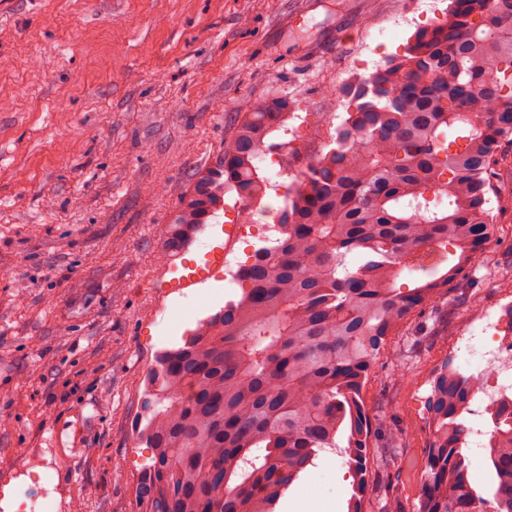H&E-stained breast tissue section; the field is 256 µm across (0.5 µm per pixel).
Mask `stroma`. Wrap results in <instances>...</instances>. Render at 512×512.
Instances as JSON below:
<instances>
[{"label":"stroma","mask_w":512,"mask_h":512,"mask_svg":"<svg viewBox=\"0 0 512 512\" xmlns=\"http://www.w3.org/2000/svg\"><path fill=\"white\" fill-rule=\"evenodd\" d=\"M449 0H0V492L24 512L34 472L52 512H135L150 451L132 430L158 352L181 346L201 285L170 288L161 241L193 173L224 152L247 107L275 97L347 118L361 79L401 54L429 2ZM386 27L369 49L366 27ZM369 60L360 68V60ZM445 306L412 314L361 397L404 430L390 473L403 512L421 492L427 404L443 364L479 371L468 348L512 307V210ZM311 467L323 512L352 482Z\"/></svg>","instance_id":"1"}]
</instances>
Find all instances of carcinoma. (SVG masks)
I'll use <instances>...</instances> for the list:
<instances>
[{"label":"carcinoma","instance_id":"carcinoma-1","mask_svg":"<svg viewBox=\"0 0 512 512\" xmlns=\"http://www.w3.org/2000/svg\"><path fill=\"white\" fill-rule=\"evenodd\" d=\"M289 107L274 99L244 113L166 225L162 249L175 255L233 191L254 207L244 220L266 216L276 237L234 273L240 299L150 369L136 512H272L326 452L352 477L347 512H364L371 490L383 512H401L395 487L370 473L396 467L402 433L370 449L360 392L389 336L492 238L487 194L512 141V0H451L362 80L335 146L306 165L285 208L268 211L257 160L283 148L272 137ZM405 270L414 277L399 285ZM479 386L447 363L434 376L415 512H512V405L492 412L489 487L474 486L463 453Z\"/></svg>","mask_w":512,"mask_h":512}]
</instances>
